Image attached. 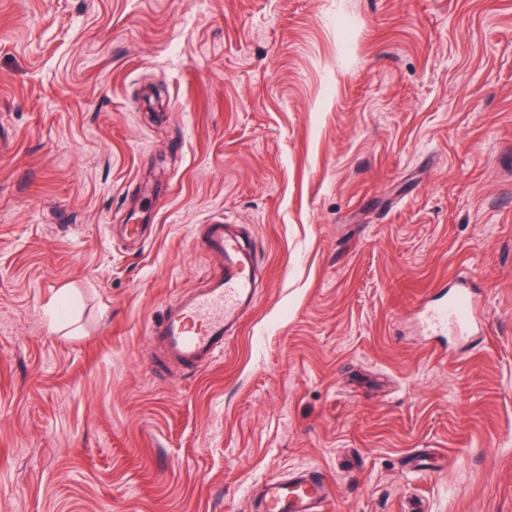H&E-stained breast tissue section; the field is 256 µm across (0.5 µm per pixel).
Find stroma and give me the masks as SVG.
<instances>
[{"mask_svg":"<svg viewBox=\"0 0 512 512\" xmlns=\"http://www.w3.org/2000/svg\"><path fill=\"white\" fill-rule=\"evenodd\" d=\"M217 218L262 288L158 367ZM461 282L483 339L424 334ZM301 468L326 512H512V0H0V512H247Z\"/></svg>","mask_w":512,"mask_h":512,"instance_id":"35a3bbf8","label":"stroma"}]
</instances>
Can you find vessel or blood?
Returning a JSON list of instances; mask_svg holds the SVG:
<instances>
[{
  "label": "vessel or blood",
  "mask_w": 512,
  "mask_h": 512,
  "mask_svg": "<svg viewBox=\"0 0 512 512\" xmlns=\"http://www.w3.org/2000/svg\"><path fill=\"white\" fill-rule=\"evenodd\" d=\"M202 247L218 265L209 284L168 308L151 329V342L164 360L194 370L207 366L225 339L238 333L261 285L257 251L238 225L211 221ZM472 315L470 295L463 288L428 313L436 328L457 330L472 328ZM329 497L328 483L308 468L260 482L250 507L252 512H322Z\"/></svg>",
  "instance_id": "obj_1"
}]
</instances>
